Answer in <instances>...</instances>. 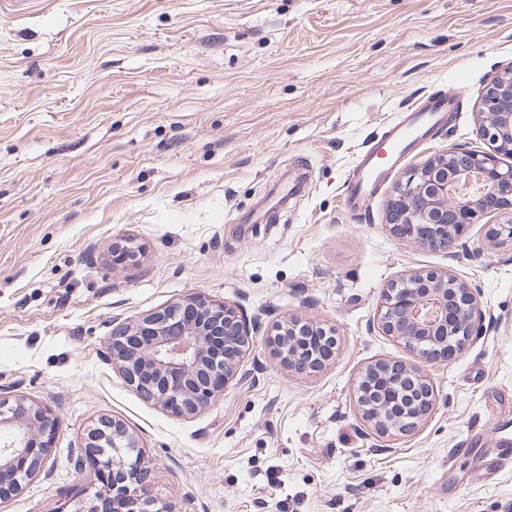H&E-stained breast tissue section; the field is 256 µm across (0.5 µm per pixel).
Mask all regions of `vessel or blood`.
Listing matches in <instances>:
<instances>
[{"mask_svg": "<svg viewBox=\"0 0 512 512\" xmlns=\"http://www.w3.org/2000/svg\"><path fill=\"white\" fill-rule=\"evenodd\" d=\"M451 106L445 98L423 100L392 123L377 145L361 153L349 185L348 204L352 209H360L369 200L392 168L408 157Z\"/></svg>", "mask_w": 512, "mask_h": 512, "instance_id": "vessel-or-blood-1", "label": "vessel or blood"}]
</instances>
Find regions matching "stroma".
<instances>
[{
    "mask_svg": "<svg viewBox=\"0 0 512 512\" xmlns=\"http://www.w3.org/2000/svg\"><path fill=\"white\" fill-rule=\"evenodd\" d=\"M511 64L512 0H0V397L58 420L0 512H75L79 450L105 419L172 512H512V462L487 467L512 437V242L489 235L512 211L468 225L453 256L387 222L421 160L487 149L478 100ZM429 96L457 112L349 212L361 152ZM443 269L495 322L427 366L419 429L367 437L363 368L419 361L375 329L381 293ZM193 296L256 325L235 380L180 417L108 344ZM292 319L335 336L318 371L283 364L274 338Z\"/></svg>",
    "mask_w": 512,
    "mask_h": 512,
    "instance_id": "stroma-1",
    "label": "stroma"
}]
</instances>
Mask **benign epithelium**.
Returning <instances> with one entry per match:
<instances>
[{"mask_svg": "<svg viewBox=\"0 0 512 512\" xmlns=\"http://www.w3.org/2000/svg\"><path fill=\"white\" fill-rule=\"evenodd\" d=\"M481 108L478 135L492 149L452 147L412 168L389 206L396 235L451 253L479 216L512 208V162L504 163L512 159V67L486 88ZM486 318L476 290L448 271L411 273L381 295L382 332L417 351L426 363L461 354ZM250 327V319L236 308L193 298L117 329L112 361L146 398L176 415H193L234 378ZM283 335L296 342V349L282 356L288 368L303 373L324 364L314 359L311 347L325 332L294 321L275 341ZM358 405L379 433H411L431 413L433 389L421 368L378 361L362 372ZM56 425L48 410L23 398L12 405L0 400V498L20 487L12 481L15 460H30L28 476L41 467ZM131 452H140L138 442L115 420L88 432L84 455L96 464L89 474L95 503L85 512H170L165 506L153 508L139 460H124Z\"/></svg>", "mask_w": 512, "mask_h": 512, "instance_id": "benign-epithelium-1", "label": "benign epithelium"}]
</instances>
